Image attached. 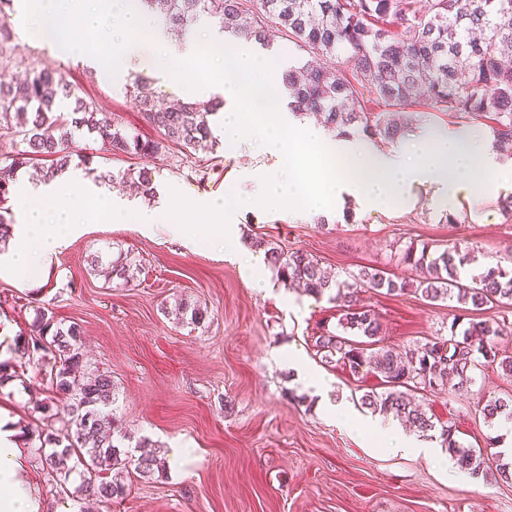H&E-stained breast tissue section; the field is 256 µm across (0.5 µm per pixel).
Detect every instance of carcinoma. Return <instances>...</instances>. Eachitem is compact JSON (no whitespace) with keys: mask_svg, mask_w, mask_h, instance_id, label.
Listing matches in <instances>:
<instances>
[{"mask_svg":"<svg viewBox=\"0 0 512 512\" xmlns=\"http://www.w3.org/2000/svg\"><path fill=\"white\" fill-rule=\"evenodd\" d=\"M135 2L176 37L207 20L227 37L270 47L265 22L249 17L245 0ZM260 10L307 55L336 59L333 68L308 61L288 66L283 83L292 114L312 115L333 133L360 130L370 139L393 142L414 128L418 112L412 107L430 102L470 123L489 122L492 146L500 156L512 158V0H427L420 9L415 0H260ZM125 93L159 128L162 139L143 140L109 121L58 69H33L19 80L0 82V128L19 138L11 163L0 167V203L7 200L19 170L33 160L52 159L46 171L50 178L68 170L73 161L70 143L77 131L122 153L156 155L168 143L193 151L219 147L207 116L223 102L164 108L140 75L127 79ZM375 103L388 110L372 116ZM95 180L110 186L131 182L144 198L156 197L153 171L146 167L118 175L101 171ZM252 246L264 250L281 282L297 283L315 298L326 296L336 304V331L316 337L317 355L322 363H340L354 375L366 370L378 377L384 391L362 396V405L374 412L391 414L427 432L434 423L411 405L407 391L437 393L449 388L463 395L469 392L481 357L512 374V356L493 344L504 330L496 320L470 318L462 330L455 320L448 336H437L400 356L380 345L378 314L358 303L360 288L389 296L413 293L431 303L454 298L474 310L512 303L511 259L464 280L461 271L474 261L470 251L456 245L411 244L403 250L402 260L420 272L416 279L366 267L347 280H333L306 252H285L259 237L252 239ZM104 264L112 278L126 283L133 279L127 258L90 257L91 267ZM174 312L194 325L206 317V311L184 298ZM20 353L24 364L39 367L50 399L65 401L63 416L45 417L49 432L38 437L41 463L55 481L65 484L71 474H79L77 498H91L108 508L125 492L109 477L118 466L130 461L144 478L165 471L166 461L151 450L147 438L135 445L136 458H121V433L109 412L115 401L112 376L85 359L77 324L65 327L48 308L37 310L32 334ZM481 412L489 422L512 418V401L488 399ZM440 437L457 463L472 474L494 470L506 481L512 478V465L500 462L501 454L461 446L449 426L441 429Z\"/></svg>","mask_w":512,"mask_h":512,"instance_id":"obj_1","label":"carcinoma"}]
</instances>
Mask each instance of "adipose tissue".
Wrapping results in <instances>:
<instances>
[{
  "label": "adipose tissue",
  "mask_w": 512,
  "mask_h": 512,
  "mask_svg": "<svg viewBox=\"0 0 512 512\" xmlns=\"http://www.w3.org/2000/svg\"><path fill=\"white\" fill-rule=\"evenodd\" d=\"M146 30L153 46L152 67L157 77L174 83L186 96H221L224 101L225 149L250 141L260 154L275 158L274 167L243 169L241 180L252 183L251 194L234 201L202 200L195 210L208 221L209 234L224 243V254L238 257L237 215L242 210L286 211L305 203L309 212L333 221L339 204L356 200L365 210L409 203L421 187L432 188L447 203L476 198L487 192L512 191V164L502 163L484 140L423 134L400 150L383 152L357 140L326 134L309 120L294 122L273 109L279 81L272 64L246 50L232 60L224 58V39L217 29L191 32L181 42L171 41L155 22L137 10L131 0H28L26 35L29 41L54 42L61 56L77 47L76 34L90 31L103 39L100 52L90 56L95 67L127 75L140 67V50L128 32ZM209 48V73L180 77L177 63L194 60L200 43ZM94 198L100 211L113 221L134 219L146 229L164 227L184 233L181 203L136 210L114 200L111 191H88L58 178L14 195L17 223L14 240L0 254V272L36 289L50 254L89 219L84 206ZM327 418L352 431L369 427L388 441L392 453H418L422 447L397 425L375 418L354 417L345 405L327 402ZM0 512H39L38 497L26 473L15 419L0 408Z\"/></svg>",
  "instance_id": "obj_1"
}]
</instances>
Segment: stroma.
<instances>
[{"mask_svg":"<svg viewBox=\"0 0 512 512\" xmlns=\"http://www.w3.org/2000/svg\"><path fill=\"white\" fill-rule=\"evenodd\" d=\"M13 3L10 35L0 38V79L32 68L63 69L108 119L160 139L126 96L125 77L25 40L24 3ZM72 148L100 170L152 169L158 195L178 194L187 208L202 198L246 194L251 185L238 171L261 161L246 142L213 153L172 145L144 157L115 155L101 141L79 136ZM500 201L490 193L450 207L428 191L410 206L366 211L347 203L345 216L330 224L300 208L247 212L240 236L245 243L262 236L284 250L307 252L340 276L374 266L407 277L411 270L401 262L406 246L457 242L477 251L476 273L512 255V218ZM97 252L127 255L137 266L133 280L108 282L92 271L87 258ZM182 298L207 309L202 325L164 315ZM359 302L378 312L385 345L399 351L447 335L461 314L454 302L433 305L414 294L368 290ZM40 306L63 323L78 324L89 358L111 374L113 413L128 445L147 438L163 455L174 443L196 450L195 459L158 478L123 469L126 494L111 512H512V481L489 474L461 482L423 455L388 453L327 419L318 396L293 382L289 352L301 351L331 379L334 402L354 409L363 394L381 388L374 375L356 376L318 358L313 338L321 328L335 330V305L275 279L263 290L250 287L237 262L203 240L190 243L99 215L55 251L40 289L0 277V325L10 336L28 335ZM473 377L466 397L420 390L412 396L436 426H453L462 445L484 449L508 426L485 422L474 404L512 396V376L485 363ZM47 397L34 368L0 384V407L10 409L21 429L41 431L36 407ZM21 446L40 512H97V503L74 497L78 475L57 485L31 441Z\"/></svg>","mask_w":512,"mask_h":512,"instance_id":"stroma-1","label":"stroma"}]
</instances>
